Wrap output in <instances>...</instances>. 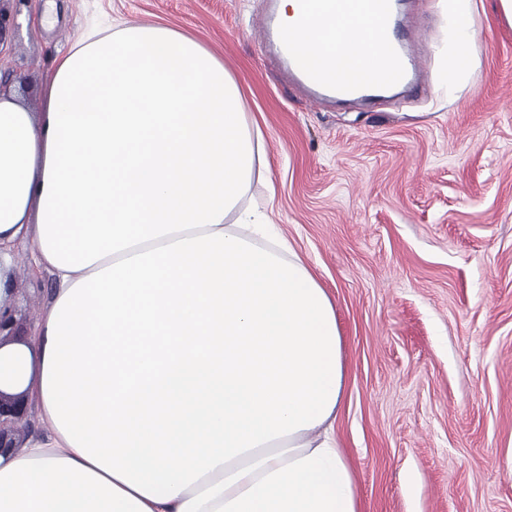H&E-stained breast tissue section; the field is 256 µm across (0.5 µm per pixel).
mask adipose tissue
<instances>
[{"label":"adipose tissue","instance_id":"obj_1","mask_svg":"<svg viewBox=\"0 0 512 512\" xmlns=\"http://www.w3.org/2000/svg\"><path fill=\"white\" fill-rule=\"evenodd\" d=\"M471 0H448V66L474 57ZM336 77L377 55L345 11L299 27ZM30 111L0 86V312L10 253L32 241L57 288L0 389L35 400L43 436L0 456V512H359L334 433L341 336L325 289L242 207L265 165L239 87L159 25L92 32Z\"/></svg>","mask_w":512,"mask_h":512}]
</instances>
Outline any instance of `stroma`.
I'll list each match as a JSON object with an SVG mask.
<instances>
[{"instance_id": "1", "label": "stroma", "mask_w": 512, "mask_h": 512, "mask_svg": "<svg viewBox=\"0 0 512 512\" xmlns=\"http://www.w3.org/2000/svg\"><path fill=\"white\" fill-rule=\"evenodd\" d=\"M46 3H5L14 31L0 74L32 111L91 25L168 27L238 83L269 161L244 203L268 214L334 304L336 437L360 512H512V23L499 0H473L478 53L452 88L444 0H407L400 29L421 88L346 104L308 98L265 65V0H56L50 25ZM12 257L26 336L55 281L30 242Z\"/></svg>"}]
</instances>
